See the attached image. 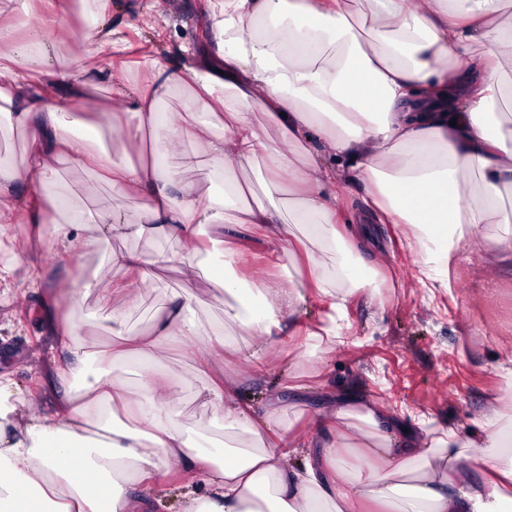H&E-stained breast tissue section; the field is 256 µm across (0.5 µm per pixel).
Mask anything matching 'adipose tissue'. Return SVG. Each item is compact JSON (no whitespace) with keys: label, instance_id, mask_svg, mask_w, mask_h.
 I'll return each instance as SVG.
<instances>
[{"label":"adipose tissue","instance_id":"adipose-tissue-1","mask_svg":"<svg viewBox=\"0 0 512 512\" xmlns=\"http://www.w3.org/2000/svg\"><path fill=\"white\" fill-rule=\"evenodd\" d=\"M106 14L102 2L91 17L97 50L108 57L92 80L90 49L77 48L65 69H55L52 28L19 39L0 6V112L31 131L27 166L0 169V221L41 223L53 167L64 157L125 193H148L151 203L133 224L91 211L77 196L52 197L65 216L56 230L65 251L98 247V237L87 233L92 224L179 242V250L150 257L111 253L125 273L112 287L113 301L136 302L140 285L156 284L155 268L173 265L192 277L208 264L226 295L250 286L255 304L238 320L255 357L275 350L283 320L313 296L326 314L309 337L348 344L340 319L348 287L362 277L347 263L319 265L307 237L289 229L294 217L333 253L354 248L366 232L355 227L345 236L337 229L334 188L342 180L373 184L370 209L381 223L403 228L418 250L423 287H447L461 245L512 252V204L504 202L512 195V129L503 130L496 112L504 66L512 63L507 0H373L363 26L349 0H212L213 58L195 67L151 61L145 84L116 91L108 102L93 93L94 82L124 72L132 46ZM179 89L199 110L193 125L162 110ZM89 116L123 133L131 162H116L101 142L76 148L74 131ZM271 126L294 142L293 151L268 135ZM190 137L206 143L209 166L224 176L223 195H199L182 181L199 164L182 148ZM320 150L341 167L320 165ZM260 158L264 199L252 204L251 188L235 174ZM468 174L478 178L472 202L460 186ZM201 224L214 226V235L200 238ZM479 224L503 230L476 239ZM255 231L283 261L274 272L234 274L242 237ZM301 269L306 281L290 284ZM205 334L191 300H173L148 334L123 337L98 354L92 378L61 371L68 389L62 411L52 415L21 416L13 381L0 375V512H164L159 490L175 472L186 478L184 512H248L254 498L267 512H362L368 502L388 512H499L501 483L512 482V467L497 459L512 446V431L501 427L498 407L485 412L483 435L460 436L431 417L419 437L403 443L386 433L390 420L374 402L337 401L321 411L322 423L343 439L359 421L361 444L371 451L364 471L345 479L336 444L312 455L311 436L282 423L278 396L260 422L252 421L235 398L237 379L215 371L224 361L222 335H209V350L196 359L199 393L224 429L259 436L255 448L209 447L173 411L172 380L135 389L113 371L116 362L154 359L170 341ZM119 412L129 423L113 425ZM469 464L483 466L485 480L473 481ZM410 470L413 484H402Z\"/></svg>","mask_w":512,"mask_h":512}]
</instances>
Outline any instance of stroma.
I'll return each instance as SVG.
<instances>
[{"label": "stroma", "mask_w": 512, "mask_h": 512, "mask_svg": "<svg viewBox=\"0 0 512 512\" xmlns=\"http://www.w3.org/2000/svg\"><path fill=\"white\" fill-rule=\"evenodd\" d=\"M54 14L24 9L15 0L12 16L20 37L52 27L57 38L56 68H64L75 46L94 48L96 39L84 17L80 0H57ZM169 16L161 23L141 16L144 0H109L108 16L123 30L138 51L125 57L130 81L148 77L146 54L155 52L173 64L184 62L180 45L196 50L197 58L213 53L207 34L208 0H163ZM28 129L0 117V168H22L27 162ZM56 187L63 193L86 197L92 209L117 211L136 221L147 196L126 197L113 191L93 172L69 159L56 165ZM176 240L108 236L98 249L67 252L50 230L33 224L0 223V265H11L8 288H0V371L10 373L17 384L21 410L42 414L59 408L60 370L73 360L74 351L93 355L111 347L119 333L149 332L156 312L168 306L172 296H190L198 317L223 332L230 349L225 357L239 381L237 398L253 417H262L268 393L280 373L291 374L306 393L280 389L284 424L310 433L315 445L330 441L317 417L329 393L372 398L393 411L402 423L426 414L448 422L460 434L481 432V414L497 404L501 423L512 428V382L502 368L512 354V257L461 247L449 271L450 288H423L417 280L419 253L410 248L399 229L379 227L378 245L372 252H352L348 262L360 270H375L378 294L354 291L347 302V321L353 335L349 345L325 353L305 336V327L317 323L323 304L312 298L300 308L294 322L284 323L279 342L299 346V354L273 355L257 361L247 354L249 338L224 319V294L209 275L189 279L173 267L157 269L163 290L142 287L141 297L127 308L121 323L112 320V285L122 280V270L108 262L109 253L137 251L146 255L177 250ZM42 276L41 287H31L30 268ZM92 282L80 298L53 300L58 285ZM74 323V345L59 341L64 319ZM201 341L171 348L163 358L145 364L127 362L115 372L131 385L165 375L178 383L174 402L183 420L209 435L214 443L244 447L245 433L225 435L213 421L211 410L197 397L201 386L195 353Z\"/></svg>", "instance_id": "1"}]
</instances>
